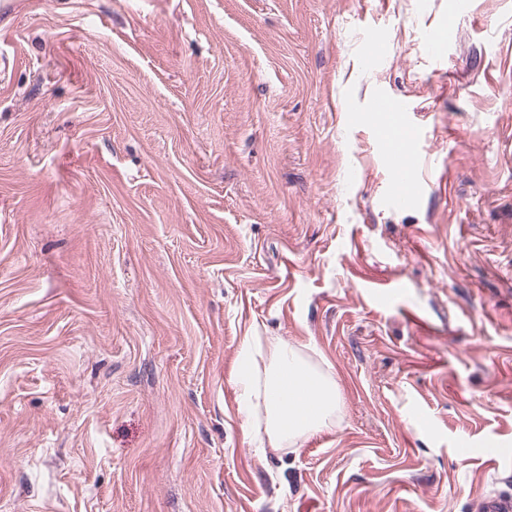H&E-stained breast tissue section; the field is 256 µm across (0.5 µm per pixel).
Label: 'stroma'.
I'll use <instances>...</instances> for the list:
<instances>
[{"label": "stroma", "mask_w": 512, "mask_h": 512, "mask_svg": "<svg viewBox=\"0 0 512 512\" xmlns=\"http://www.w3.org/2000/svg\"><path fill=\"white\" fill-rule=\"evenodd\" d=\"M11 3L0 512L512 497V0ZM382 97L415 123L403 208ZM255 330L338 387L298 449L238 411Z\"/></svg>", "instance_id": "stroma-1"}]
</instances>
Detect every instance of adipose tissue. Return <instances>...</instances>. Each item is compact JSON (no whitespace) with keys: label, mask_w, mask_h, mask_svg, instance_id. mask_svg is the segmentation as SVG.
<instances>
[{"label":"adipose tissue","mask_w":512,"mask_h":512,"mask_svg":"<svg viewBox=\"0 0 512 512\" xmlns=\"http://www.w3.org/2000/svg\"><path fill=\"white\" fill-rule=\"evenodd\" d=\"M246 349L256 359L236 378L238 405L244 416L264 414L263 432L269 448L299 447L321 432L340 409V395L332 376L308 362L287 341L250 336Z\"/></svg>","instance_id":"obj_1"}]
</instances>
